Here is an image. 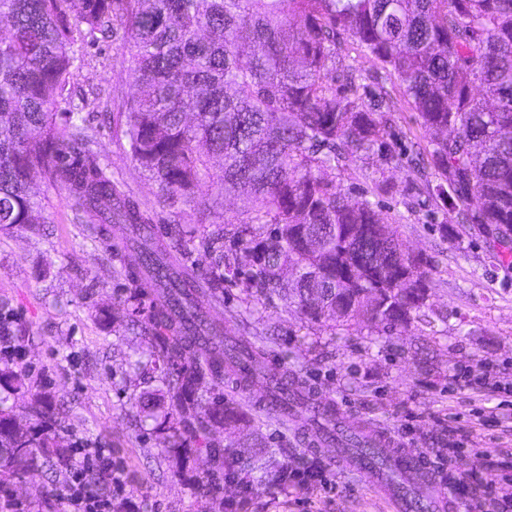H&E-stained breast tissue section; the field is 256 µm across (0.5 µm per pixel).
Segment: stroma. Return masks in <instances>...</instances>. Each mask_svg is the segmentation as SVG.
<instances>
[{
    "label": "stroma",
    "mask_w": 512,
    "mask_h": 512,
    "mask_svg": "<svg viewBox=\"0 0 512 512\" xmlns=\"http://www.w3.org/2000/svg\"><path fill=\"white\" fill-rule=\"evenodd\" d=\"M64 109H77L97 141V159L109 164L153 220L159 235L169 225L193 224L191 209L163 207L145 173L130 158L118 113L134 91L130 63L119 42L87 40L74 46ZM386 89L398 109L395 134L408 149L428 150L432 134L418 122L393 82ZM327 178L349 188L353 200L374 204L387 223L399 225L403 243L421 251L434 290L430 323L404 333L376 332L361 324L332 327L312 322L279 300L247 301L242 289L225 285L216 310L228 331L262 346L269 362L288 367L316 397L350 416L367 420L400 442L427 454L446 455V471L460 480L471 473L512 480V405L503 393L449 388L462 368L512 383V240L478 227L454 226L434 201L400 196L403 169L379 167L370 158L330 169ZM50 223L0 232V312L25 332L13 354L31 374V394L69 407L65 446L83 439L112 451L130 476L132 512H390L386 502L357 476L341 473L331 449L315 452L310 438L281 425L268 406L247 398L233 378L220 388L236 400L243 421L213 431L211 439L257 456L270 466L300 470L316 465L326 487L310 494L277 495L263 471L243 476L225 471L222 459L203 452L180 456L153 421H141L142 392L165 394L154 370L152 347L130 321L149 319L154 300L130 298L118 258L91 240L74 218L67 195L35 175ZM31 394L10 396L20 424H27ZM263 448H255L257 438ZM215 474L223 490L200 497L193 476ZM40 470L0 484V503L26 501L35 512H58L46 499Z\"/></svg>",
    "instance_id": "1"
}]
</instances>
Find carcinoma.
I'll return each mask as SVG.
<instances>
[{
  "mask_svg": "<svg viewBox=\"0 0 512 512\" xmlns=\"http://www.w3.org/2000/svg\"><path fill=\"white\" fill-rule=\"evenodd\" d=\"M0 18L9 21L0 36V231L48 223L31 191L42 170L105 251L114 224L139 239L130 293L150 287L158 303L134 326L161 361L172 447L191 439L231 469L249 467L208 440L240 416L238 403L212 394L246 361L245 377L265 381L282 417L302 404L330 443L356 449L367 466L383 464L382 450L341 419L328 423V407L304 399L295 376L272 371L253 344L224 338L209 307L230 278L312 322L391 333L425 315L426 260L408 256L369 201H352L323 175L372 154L382 166L406 164L400 194L447 203L458 224L512 229V0H0ZM98 34L122 43L135 75L120 113L132 160L160 202L214 225L172 230L177 243L199 237L209 277L169 260L151 219L97 162L85 119L71 110L57 122L73 46ZM347 45L372 57L434 134L426 166L390 141L393 104L343 65ZM215 183L246 195L243 209L226 215L211 196ZM226 224L237 225L227 255ZM293 265L305 270L296 281L283 276ZM28 380L0 361L1 388L24 393ZM28 416L20 425L0 397V476L68 465L56 435L65 409L36 397ZM194 489L212 498L220 482L200 478Z\"/></svg>",
  "mask_w": 512,
  "mask_h": 512,
  "instance_id": "carcinoma-1",
  "label": "carcinoma"
}]
</instances>
